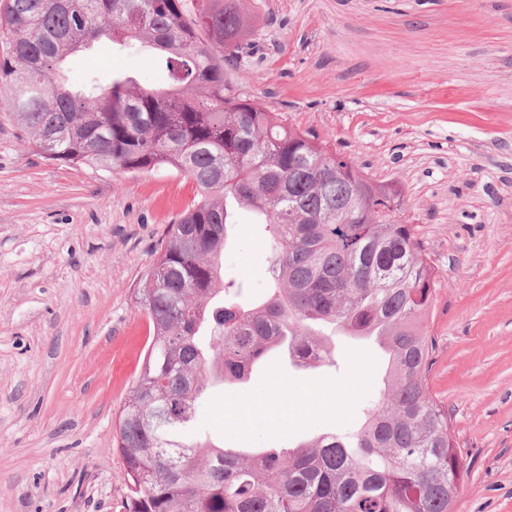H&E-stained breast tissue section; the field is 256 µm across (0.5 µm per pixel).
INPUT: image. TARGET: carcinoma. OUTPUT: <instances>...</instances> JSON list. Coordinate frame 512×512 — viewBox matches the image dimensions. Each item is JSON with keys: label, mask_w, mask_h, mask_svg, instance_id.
<instances>
[{"label": "carcinoma", "mask_w": 512, "mask_h": 512, "mask_svg": "<svg viewBox=\"0 0 512 512\" xmlns=\"http://www.w3.org/2000/svg\"><path fill=\"white\" fill-rule=\"evenodd\" d=\"M5 0L0 96L45 158L97 171L166 167L198 198L158 244L139 289L153 336L124 403L115 447L125 512H452L466 472L448 411L427 388L437 284L399 191L351 158L241 104L224 68L249 35L240 0ZM106 36L154 51L164 89L129 77L65 85V58ZM359 193L363 208L344 207ZM246 209L272 245L273 291L245 308L224 285L227 226ZM373 340L388 358L379 400L357 429L292 448L186 439L209 381L246 382L274 350L301 367L334 361L331 337ZM308 344L320 356L307 361Z\"/></svg>", "instance_id": "cac0c4a2"}]
</instances>
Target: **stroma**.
Listing matches in <instances>:
<instances>
[{
	"mask_svg": "<svg viewBox=\"0 0 512 512\" xmlns=\"http://www.w3.org/2000/svg\"><path fill=\"white\" fill-rule=\"evenodd\" d=\"M242 13L251 48L233 91L399 188L437 280L427 386L468 467L453 512H512V0H242ZM62 74L73 89L167 82L153 52L107 40ZM24 138L0 112V512H122L113 440L150 335L136 291L195 186L50 161ZM271 261L240 212L225 278L261 297ZM335 343L337 366L278 351L248 383L208 389L190 436L262 448L357 427L386 359ZM272 384L295 398L287 421L247 416Z\"/></svg>",
	"mask_w": 512,
	"mask_h": 512,
	"instance_id": "1",
	"label": "stroma"
}]
</instances>
